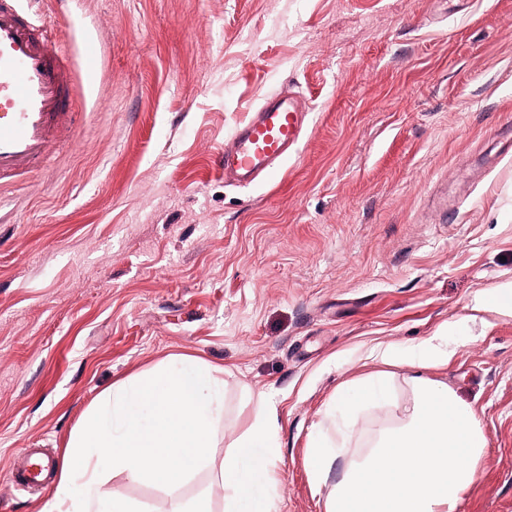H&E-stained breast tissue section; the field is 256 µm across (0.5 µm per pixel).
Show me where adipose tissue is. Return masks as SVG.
Here are the masks:
<instances>
[{"label": "adipose tissue", "instance_id": "ef3b65f1", "mask_svg": "<svg viewBox=\"0 0 512 512\" xmlns=\"http://www.w3.org/2000/svg\"><path fill=\"white\" fill-rule=\"evenodd\" d=\"M447 331L409 351L374 346L368 356L389 365L413 366L405 378L410 400L386 402L387 376L368 380L338 397L351 409L386 404V424L368 444L337 426L339 447L316 438L309 473L329 485L327 512H456L473 484L487 445L473 410L445 384L419 368L447 363ZM226 424L224 370L184 355L102 392L72 433L69 456L44 512H133L105 481L106 471L132 482L160 484L179 495L185 480L206 471L209 491L178 512H276L279 480L270 451L276 416L265 396L254 404L251 427L222 461L209 450Z\"/></svg>", "mask_w": 512, "mask_h": 512}]
</instances>
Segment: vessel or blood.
<instances>
[{
    "label": "vessel or blood",
    "mask_w": 512,
    "mask_h": 512,
    "mask_svg": "<svg viewBox=\"0 0 512 512\" xmlns=\"http://www.w3.org/2000/svg\"><path fill=\"white\" fill-rule=\"evenodd\" d=\"M30 0H0V186L6 179L45 167L50 149L80 122L71 107L74 74L68 55L46 34ZM80 53L86 76L101 55L98 41L84 38ZM302 100L291 93L266 97L238 123L214 157L226 181L248 187L277 172L296 151L308 121ZM52 456L29 454L12 466L13 484L40 487L53 472Z\"/></svg>",
    "instance_id": "b4317fda"
}]
</instances>
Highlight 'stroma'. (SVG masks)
Masks as SVG:
<instances>
[{
  "mask_svg": "<svg viewBox=\"0 0 512 512\" xmlns=\"http://www.w3.org/2000/svg\"><path fill=\"white\" fill-rule=\"evenodd\" d=\"M67 45L79 12L102 54L75 134L0 192V512L54 493L6 478L65 458L112 384L193 356L222 367L236 423L265 395L279 512H326L308 446L336 393L447 328L422 374L475 412L487 447L457 512H512V316L475 300L512 282V0H40ZM310 120L274 177L213 165L267 95ZM142 512L164 487L117 475ZM452 355L453 348L448 342V330H441L423 344L405 353L391 346H374L370 349L368 358L389 365L407 364L412 367H426L448 364V359ZM54 468L55 461L52 456L43 455L40 457L35 453H30L27 461L22 466L13 465L11 467L8 479L13 482L14 486L42 487Z\"/></svg>",
  "mask_w": 512,
  "mask_h": 512,
  "instance_id": "stroma-1",
  "label": "stroma"
}]
</instances>
